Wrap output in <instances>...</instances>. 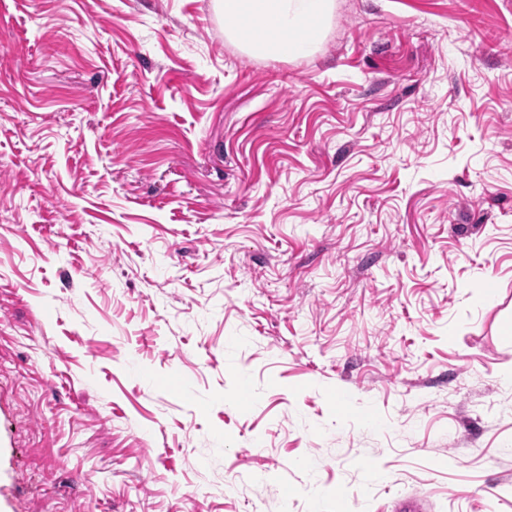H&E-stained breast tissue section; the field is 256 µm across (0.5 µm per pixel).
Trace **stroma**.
I'll return each instance as SVG.
<instances>
[{"mask_svg": "<svg viewBox=\"0 0 512 512\" xmlns=\"http://www.w3.org/2000/svg\"><path fill=\"white\" fill-rule=\"evenodd\" d=\"M318 43L0 0V512H512V0Z\"/></svg>", "mask_w": 512, "mask_h": 512, "instance_id": "1", "label": "stroma"}]
</instances>
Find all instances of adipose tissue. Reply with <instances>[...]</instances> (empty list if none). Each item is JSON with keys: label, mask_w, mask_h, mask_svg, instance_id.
Returning a JSON list of instances; mask_svg holds the SVG:
<instances>
[{"label": "adipose tissue", "mask_w": 512, "mask_h": 512, "mask_svg": "<svg viewBox=\"0 0 512 512\" xmlns=\"http://www.w3.org/2000/svg\"><path fill=\"white\" fill-rule=\"evenodd\" d=\"M227 35L249 53L293 58L316 46L313 27L329 17L333 0H219Z\"/></svg>", "instance_id": "ef3b65f1"}]
</instances>
